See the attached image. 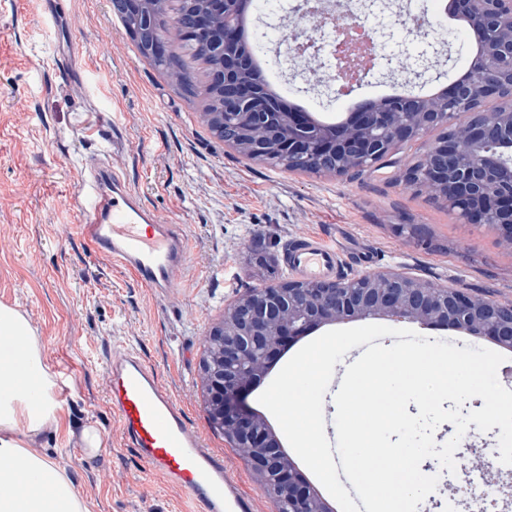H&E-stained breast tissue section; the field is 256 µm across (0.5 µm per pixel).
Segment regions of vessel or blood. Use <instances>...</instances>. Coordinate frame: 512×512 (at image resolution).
I'll list each match as a JSON object with an SVG mask.
<instances>
[{"instance_id":"b4317fda","label":"vessel or blood","mask_w":512,"mask_h":512,"mask_svg":"<svg viewBox=\"0 0 512 512\" xmlns=\"http://www.w3.org/2000/svg\"><path fill=\"white\" fill-rule=\"evenodd\" d=\"M74 203L80 236L100 256L118 263L158 295L175 286L188 262L180 225L158 223L143 195L104 159L86 160ZM340 254L318 236H303L285 250V265L309 277L335 274ZM106 400L147 471L177 489L200 512H250L251 504L229 480L224 460L191 428L157 370L135 349L113 351Z\"/></svg>"}]
</instances>
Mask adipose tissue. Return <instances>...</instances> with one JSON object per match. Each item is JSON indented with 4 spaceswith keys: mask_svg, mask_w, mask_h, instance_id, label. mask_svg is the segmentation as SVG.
<instances>
[{
    "mask_svg": "<svg viewBox=\"0 0 512 512\" xmlns=\"http://www.w3.org/2000/svg\"><path fill=\"white\" fill-rule=\"evenodd\" d=\"M56 387L25 315L0 304V512H89L66 469L29 449L59 418Z\"/></svg>",
    "mask_w": 512,
    "mask_h": 512,
    "instance_id": "ef3b65f1",
    "label": "adipose tissue"
}]
</instances>
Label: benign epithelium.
Returning <instances> with one entry per match:
<instances>
[{
    "label": "benign epithelium",
    "instance_id": "1",
    "mask_svg": "<svg viewBox=\"0 0 512 512\" xmlns=\"http://www.w3.org/2000/svg\"><path fill=\"white\" fill-rule=\"evenodd\" d=\"M246 0H186L187 23L206 38L212 59L204 95L224 114V143L262 160L312 161L322 169L339 163L336 173L368 168L393 146L420 138L438 126L451 135L430 145L425 188L470 224H493L512 246V106L461 120L465 112L512 87V0H451L477 37L480 50L466 79L437 97L413 93L414 65L404 79L409 90L398 99L370 103L334 125L308 112H296L270 97L251 68L253 47L230 19L244 14ZM165 0H112L126 27L153 54L165 52L161 31ZM315 35L298 48L297 58L324 37L337 43L353 17L325 20L322 7L308 11ZM393 318L430 327H448L512 349V303L472 296L461 288L435 286L402 271H382L350 280H282L252 288L224 311L210 332L218 357L203 364L206 407L212 423L243 450L275 499L278 512H331L295 463L277 450L265 420L247 404L286 343L327 323Z\"/></svg>",
    "mask_w": 512,
    "mask_h": 512
}]
</instances>
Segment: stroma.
<instances>
[{
    "label": "stroma",
    "instance_id": "1",
    "mask_svg": "<svg viewBox=\"0 0 512 512\" xmlns=\"http://www.w3.org/2000/svg\"><path fill=\"white\" fill-rule=\"evenodd\" d=\"M380 23L390 73L373 69L336 97L325 58L291 61L286 40L308 30L298 0H250L248 41L267 61L265 81L286 104L342 116L379 100L402 79L406 57L426 52L437 87L458 80L476 53L465 22H449L441 0H350ZM441 22L416 36L406 11ZM204 96L186 100L165 70L143 56L112 0H0V304L19 308L48 365H69L72 384L58 424L36 451L62 449L63 462L92 512H183L179 492L152 477L122 447L106 402L107 361L136 348L154 366L188 422L223 452L227 473L253 512L275 500L242 453L209 419L201 366L209 333L246 290L290 279L287 243L320 235L343 251L338 278L404 270L438 286L512 303V247L495 226L470 224L426 191L397 181L442 133L433 128L397 145L392 165L336 175L285 171L228 146L203 118ZM99 155L141 190L162 223L182 225L190 259L165 297L154 296L78 234L72 205L85 159ZM94 425L106 443L87 456ZM423 512H478L482 499L450 498L445 483L472 480L491 490V512H512V466L489 475L440 470Z\"/></svg>",
    "mask_w": 512,
    "mask_h": 512
}]
</instances>
